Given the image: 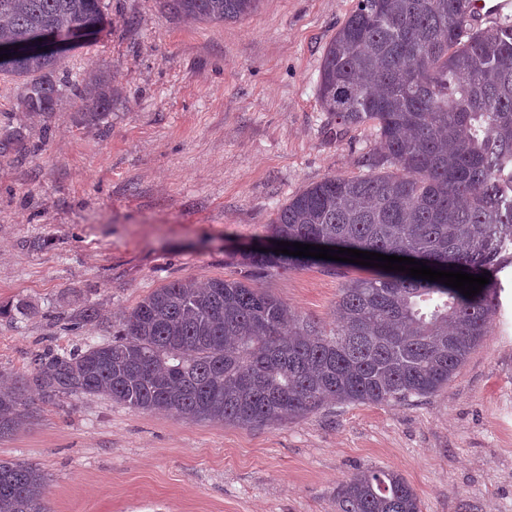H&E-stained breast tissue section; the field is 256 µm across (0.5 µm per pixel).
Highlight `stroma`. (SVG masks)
I'll return each mask as SVG.
<instances>
[{"mask_svg": "<svg viewBox=\"0 0 512 512\" xmlns=\"http://www.w3.org/2000/svg\"><path fill=\"white\" fill-rule=\"evenodd\" d=\"M356 0H260L235 22H193L165 0H104L106 21L62 75L104 69L118 100L97 124L61 91L25 104L0 73V375L51 349L111 339L153 289L242 278L270 246L269 222L324 177L367 175L375 129L321 107L325 49ZM45 248H36V241ZM365 266L257 275L332 325ZM491 328L447 386L391 404H344L292 423L188 422L76 395L38 404L0 459L51 476V512H340L337 491L366 467L400 473L421 512H512V265ZM92 304L102 323L66 319Z\"/></svg>", "mask_w": 512, "mask_h": 512, "instance_id": "stroma-1", "label": "stroma"}]
</instances>
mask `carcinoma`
I'll list each match as a JSON object with an SVG mask.
<instances>
[{
	"label": "carcinoma",
	"instance_id": "cac0c4a2",
	"mask_svg": "<svg viewBox=\"0 0 512 512\" xmlns=\"http://www.w3.org/2000/svg\"><path fill=\"white\" fill-rule=\"evenodd\" d=\"M192 21H238L260 0H166ZM469 0H357L329 42L318 81L324 111L344 126L372 124L373 173L334 175L291 197L270 224L274 241L411 257L441 270L487 274L470 298L441 282L377 269L346 283L332 327L246 281L154 289L112 339L34 356L0 386V438L32 416L31 393L104 397L191 421L246 427L291 423L329 404L399 403L448 385L487 335L498 274L512 263V25L466 27ZM101 0H0V45L73 34ZM63 58L28 53L0 72L28 84L30 110H53ZM81 121L112 108V81L73 88ZM388 166L384 173L376 169ZM251 271H291L319 260L254 250ZM101 320L77 312L78 329ZM50 475L0 460V512H50ZM341 512H421L393 470H358L339 488Z\"/></svg>",
	"mask_w": 512,
	"mask_h": 512
}]
</instances>
